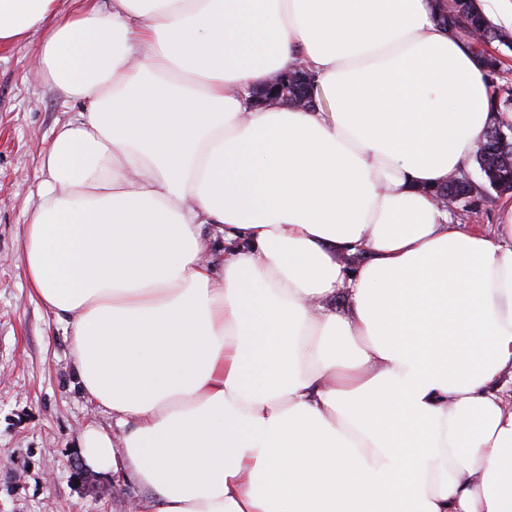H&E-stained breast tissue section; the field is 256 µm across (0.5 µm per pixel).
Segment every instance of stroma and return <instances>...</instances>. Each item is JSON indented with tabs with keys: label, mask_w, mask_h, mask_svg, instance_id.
<instances>
[{
	"label": "stroma",
	"mask_w": 512,
	"mask_h": 512,
	"mask_svg": "<svg viewBox=\"0 0 512 512\" xmlns=\"http://www.w3.org/2000/svg\"><path fill=\"white\" fill-rule=\"evenodd\" d=\"M38 36L0 49V512H128L149 492L123 471L77 482L71 464L87 427L121 445L123 429L79 390L65 324L32 295L22 231L40 159L84 102L33 74Z\"/></svg>",
	"instance_id": "1"
}]
</instances>
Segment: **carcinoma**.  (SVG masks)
I'll return each instance as SVG.
<instances>
[{
	"mask_svg": "<svg viewBox=\"0 0 512 512\" xmlns=\"http://www.w3.org/2000/svg\"><path fill=\"white\" fill-rule=\"evenodd\" d=\"M436 22L466 42L467 46L475 48L476 57L482 63L493 89L490 111L512 112V86L497 83L501 60L487 49L488 45L496 42L512 51V34L498 28L480 7H473L465 0H453L444 12L438 14ZM508 130H512V127L496 123L485 129L480 137L482 147L473 155V161L482 172V182L470 184L450 180L444 185L448 195L463 192L477 200L485 196L486 190L492 188L494 182H512V153L499 149V133Z\"/></svg>",
	"mask_w": 512,
	"mask_h": 512,
	"instance_id": "1",
	"label": "carcinoma"
}]
</instances>
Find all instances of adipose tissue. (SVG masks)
<instances>
[{
    "label": "adipose tissue",
    "mask_w": 512,
    "mask_h": 512,
    "mask_svg": "<svg viewBox=\"0 0 512 512\" xmlns=\"http://www.w3.org/2000/svg\"><path fill=\"white\" fill-rule=\"evenodd\" d=\"M76 2L0 0V44L40 33L87 104L23 239L126 430L86 466L150 512H512V202L481 229L431 193L491 94L434 0ZM296 68L315 108L248 106Z\"/></svg>",
    "instance_id": "adipose-tissue-1"
}]
</instances>
